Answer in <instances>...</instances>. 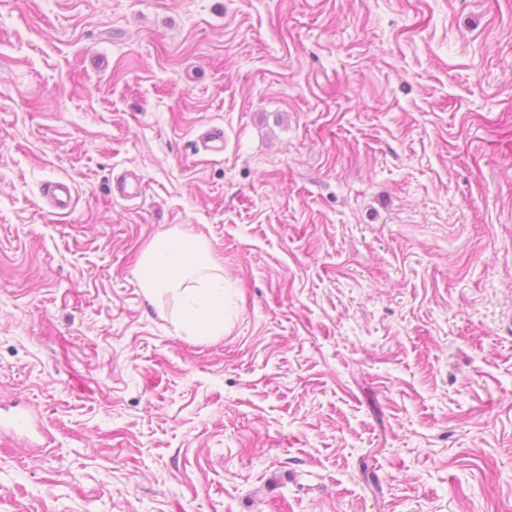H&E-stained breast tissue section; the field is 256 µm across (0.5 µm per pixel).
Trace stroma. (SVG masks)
<instances>
[{
	"instance_id": "stroma-1",
	"label": "stroma",
	"mask_w": 512,
	"mask_h": 512,
	"mask_svg": "<svg viewBox=\"0 0 512 512\" xmlns=\"http://www.w3.org/2000/svg\"><path fill=\"white\" fill-rule=\"evenodd\" d=\"M0 406V512H512V0H0ZM216 268L208 245L189 231L155 238L136 267L139 287L154 303L163 295L181 301L184 314L179 330L190 336L224 333V275Z\"/></svg>"
}]
</instances>
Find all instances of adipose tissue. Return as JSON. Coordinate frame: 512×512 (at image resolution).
Returning a JSON list of instances; mask_svg holds the SVG:
<instances>
[{"label":"adipose tissue","instance_id":"adipose-tissue-1","mask_svg":"<svg viewBox=\"0 0 512 512\" xmlns=\"http://www.w3.org/2000/svg\"><path fill=\"white\" fill-rule=\"evenodd\" d=\"M136 274L147 300L169 295L181 301V331L191 336L223 334L224 276L216 272L200 237L178 230L153 239L139 258Z\"/></svg>","mask_w":512,"mask_h":512}]
</instances>
